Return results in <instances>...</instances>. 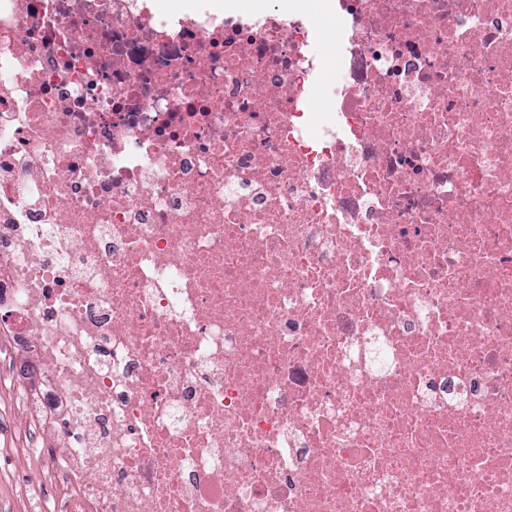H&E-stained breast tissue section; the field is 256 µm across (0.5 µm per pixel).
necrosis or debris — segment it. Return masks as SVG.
<instances>
[{
	"label": "necrosis or debris",
	"instance_id": "necrosis-or-debris-1",
	"mask_svg": "<svg viewBox=\"0 0 512 512\" xmlns=\"http://www.w3.org/2000/svg\"><path fill=\"white\" fill-rule=\"evenodd\" d=\"M147 2L0 0L23 512H512V0ZM338 23L331 27L327 21L317 22L316 50L322 60V68L315 87L318 85L315 93V106L317 112H324L325 101L331 94L333 83L338 73Z\"/></svg>",
	"mask_w": 512,
	"mask_h": 512
}]
</instances>
